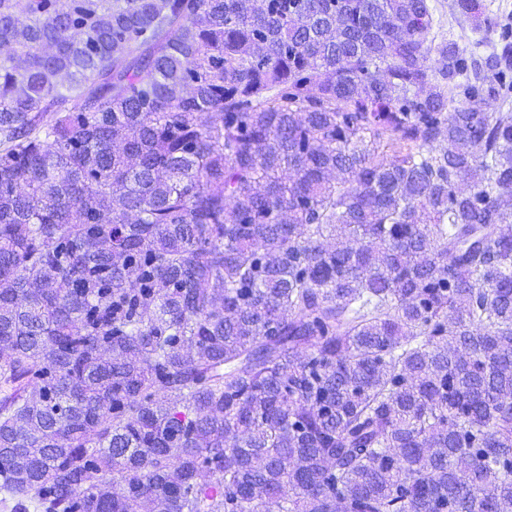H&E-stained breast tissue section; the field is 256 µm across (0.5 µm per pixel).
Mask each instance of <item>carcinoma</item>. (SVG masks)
Listing matches in <instances>:
<instances>
[{
	"mask_svg": "<svg viewBox=\"0 0 512 512\" xmlns=\"http://www.w3.org/2000/svg\"><path fill=\"white\" fill-rule=\"evenodd\" d=\"M434 25L0 0L12 512H512V43Z\"/></svg>",
	"mask_w": 512,
	"mask_h": 512,
	"instance_id": "carcinoma-1",
	"label": "carcinoma"
}]
</instances>
